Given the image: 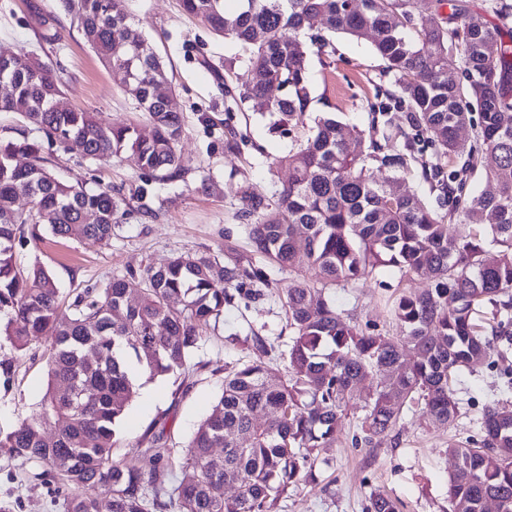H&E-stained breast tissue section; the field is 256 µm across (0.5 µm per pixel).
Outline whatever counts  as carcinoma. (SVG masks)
Returning a JSON list of instances; mask_svg holds the SVG:
<instances>
[{
    "mask_svg": "<svg viewBox=\"0 0 512 512\" xmlns=\"http://www.w3.org/2000/svg\"><path fill=\"white\" fill-rule=\"evenodd\" d=\"M112 79L149 116L145 126L111 125L94 112L62 107L63 69L50 57L20 52L0 63V112L38 132L0 141V342L12 353L45 338L49 378L39 413L0 435V455L34 463L64 490L62 512H273L288 488L315 477L319 449L336 440L348 410H360L354 443L389 433L405 407L422 408L435 429L460 414L455 375L491 362L512 389V7L493 0L498 22L465 0H181L215 36L241 54L224 70V96L278 116L305 140L277 165L288 182L269 199L243 191L238 218L269 265L301 259L315 274L283 290L288 326L284 369L248 363L224 372L212 412L181 450L152 446L127 464L113 456L118 425L136 386L133 364L149 380L183 370L203 333L236 298L259 299L270 280L249 258L180 254L148 264L137 279L114 276L64 302L39 261H17L49 233L106 245L129 210L156 216V185L186 182L179 150L182 117L160 92L173 87L166 61L126 10V0H56ZM448 13H443V6ZM329 33L370 39L383 61L368 130L310 111V54L328 53L322 34L302 37L313 20ZM474 129L470 140L460 130ZM76 145L91 164L126 156L142 180L120 188L66 180L48 167L45 145ZM26 156L23 166L16 155ZM418 169L434 201L402 185ZM489 171L479 194L470 177ZM26 205H19L20 200ZM395 266L429 287L402 292L393 307L400 335L370 333L325 297ZM372 379L365 395L358 384ZM54 426L46 436L43 425ZM479 437L448 444V512H512V410L487 404ZM224 453L217 454L215 449ZM233 494H227L228 488ZM370 512H398L372 493Z\"/></svg>",
    "mask_w": 512,
    "mask_h": 512,
    "instance_id": "carcinoma-1",
    "label": "carcinoma"
}]
</instances>
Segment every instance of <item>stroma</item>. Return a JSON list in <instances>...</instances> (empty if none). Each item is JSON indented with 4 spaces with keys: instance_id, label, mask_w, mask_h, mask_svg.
I'll return each mask as SVG.
<instances>
[{
    "instance_id": "35a3bbf8",
    "label": "stroma",
    "mask_w": 512,
    "mask_h": 512,
    "mask_svg": "<svg viewBox=\"0 0 512 512\" xmlns=\"http://www.w3.org/2000/svg\"><path fill=\"white\" fill-rule=\"evenodd\" d=\"M55 9V0H0V52L50 54L65 70L69 107L98 113L109 123L145 122V114L112 80L69 19L61 21L60 44L39 41L38 17ZM127 9L174 70V104L184 118L180 149L192 169L210 173L213 187L207 193L196 191V178H189L177 192L162 193L164 205L156 217L131 212L108 245L48 235L39 245L18 249L19 261L40 259L65 293L140 272L148 264L163 265L181 253L253 257L254 247L236 218L242 206L238 191L246 188L272 196L288 179L287 169L275 161L297 144L295 137L273 129V117L247 108L225 111L213 68L228 65L235 50L214 39L198 19L183 11L179 0H128ZM333 44L335 54L310 60L311 108L317 113L335 112L346 124L366 127L365 99L373 94L383 63L367 41L338 34ZM205 55L213 68L201 66ZM228 125L246 135L239 152L224 146ZM50 160L55 173L67 179L87 176L103 186L127 189L139 182L137 167L124 157L88 168L73 146L54 148ZM306 271L303 264L291 270L269 269L274 291L226 307L223 325L203 336L188 373L139 382L120 425L121 441L114 457L135 462L152 434L161 429L169 447L183 448L215 405L224 369L243 362H269V355L249 342L250 332L267 336L276 351H284L290 331L280 290ZM427 285L422 277L387 266L378 275L330 289L329 294L343 315L393 336L398 327L391 305L398 291ZM46 347L44 340L32 341L26 355L14 362L11 377H0V433L12 431L39 411L47 386ZM454 388L461 414L445 432L430 427L415 409L387 435L356 448L351 438L358 419L356 413H348L336 442L320 451L323 463L315 480L289 488L275 512H367L374 491L395 500L400 512H448V472L453 466L446 452L449 440L475 434L485 404L512 408V390H503L497 373L487 366L459 373ZM16 471L14 463L0 458V512H61L47 485L19 480Z\"/></svg>"
}]
</instances>
